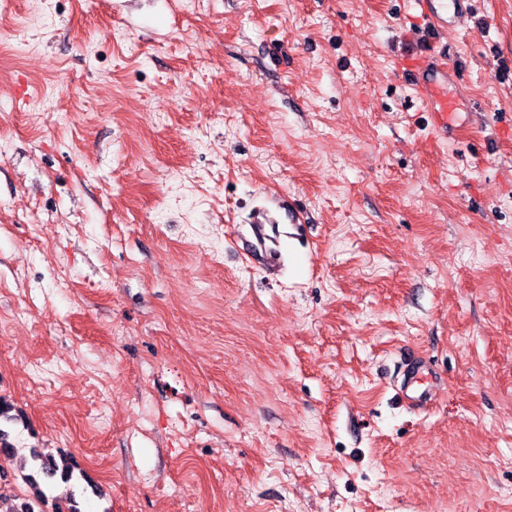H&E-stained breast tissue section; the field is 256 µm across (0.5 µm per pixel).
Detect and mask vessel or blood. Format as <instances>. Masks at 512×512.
<instances>
[{"mask_svg":"<svg viewBox=\"0 0 512 512\" xmlns=\"http://www.w3.org/2000/svg\"><path fill=\"white\" fill-rule=\"evenodd\" d=\"M466 0H410L409 6L424 20L421 37L400 73L410 88V102L420 104L438 138L455 143L468 124L470 102L460 93L466 61L443 44L439 36L458 20Z\"/></svg>","mask_w":512,"mask_h":512,"instance_id":"1","label":"vessel or blood"}]
</instances>
